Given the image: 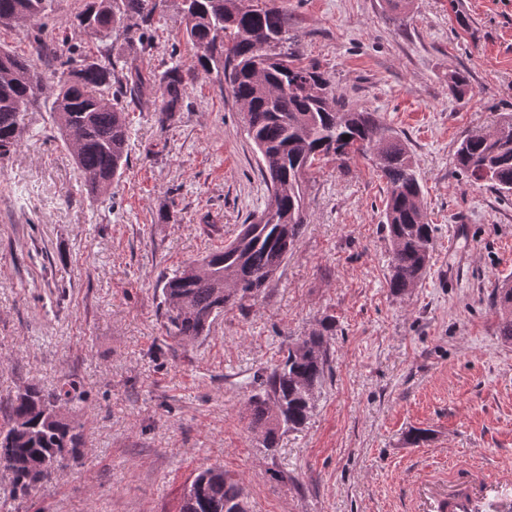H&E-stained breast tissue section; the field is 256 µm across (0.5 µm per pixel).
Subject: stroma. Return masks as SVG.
<instances>
[{
  "label": "stroma",
  "mask_w": 512,
  "mask_h": 512,
  "mask_svg": "<svg viewBox=\"0 0 512 512\" xmlns=\"http://www.w3.org/2000/svg\"><path fill=\"white\" fill-rule=\"evenodd\" d=\"M85 3L54 0L0 40L51 72L31 43L74 58L95 46L75 31ZM178 3L154 14L144 61L186 68L184 106L163 123L158 86L139 91L108 193H86L42 109L0 162V403L30 384L82 394L62 408L79 457L19 499L0 469V512H179L210 466L243 483L249 512H417L418 484L449 472L512 478V343L490 303L512 277V197L454 159L462 137L512 113V0H412L401 22L384 0H277L336 95L408 142L435 226L430 269L390 293L386 182L367 159L330 155L306 176L308 222L286 263L193 342L167 335L163 283L230 242L268 190L238 106L192 68ZM455 70L470 80L461 99ZM327 316L330 370L310 418L267 450L250 424L254 377ZM417 429L429 441L409 444Z\"/></svg>",
  "instance_id": "stroma-1"
}]
</instances>
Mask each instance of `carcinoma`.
<instances>
[{
    "label": "carcinoma",
    "instance_id": "obj_1",
    "mask_svg": "<svg viewBox=\"0 0 512 512\" xmlns=\"http://www.w3.org/2000/svg\"><path fill=\"white\" fill-rule=\"evenodd\" d=\"M54 0H0V29L26 19L39 21ZM164 0H88L76 16V29L101 37L97 51L75 59L55 57L65 68L50 85L42 72L0 46V160L16 152L25 117L44 107L61 141L72 148L87 194L112 187L127 165L128 107L121 98L146 84H156L153 103L161 120L182 110L186 91L183 70L162 73L143 67L151 48L148 29ZM243 0H181L186 41L195 50L193 67L229 81L233 98L248 107L247 132L261 154L269 183L263 213L252 218L224 248L188 263L164 281L162 295L167 330L182 342L208 334L224 308L258 296L288 259L300 227L307 223L303 185L315 161L328 156L345 164L376 151V165L386 181L382 226L389 243L387 285L405 296L426 277L434 225L426 218L422 187L408 143L374 112L346 106L318 64L304 61L288 44V16L276 3L250 8ZM137 41L141 54L113 53L112 32ZM451 93L468 91L466 76L448 75ZM349 140H344V136ZM458 170L504 197L512 196V114L500 115L490 131L465 136L455 152ZM491 307L499 335L512 341V280L494 289ZM333 322L327 319L307 336L288 344L278 364L260 376L250 398L251 424L274 447L278 433L302 428L313 408V395L329 369ZM70 390L45 391L30 385L0 406V462L14 471V495L35 487L27 471L35 460L51 461L65 452L78 454L80 435L53 410L78 403ZM198 489L182 497L180 512H248L244 487L220 467L200 471Z\"/></svg>",
    "mask_w": 512,
    "mask_h": 512
}]
</instances>
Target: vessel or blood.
I'll list each match as a JSON object with an SVG mask.
<instances>
[{"label": "vessel or blood", "mask_w": 512, "mask_h": 512, "mask_svg": "<svg viewBox=\"0 0 512 512\" xmlns=\"http://www.w3.org/2000/svg\"><path fill=\"white\" fill-rule=\"evenodd\" d=\"M428 512H474L476 505H488L494 512H512V486L503 482L457 479L446 491L432 492Z\"/></svg>", "instance_id": "vessel-or-blood-1"}]
</instances>
